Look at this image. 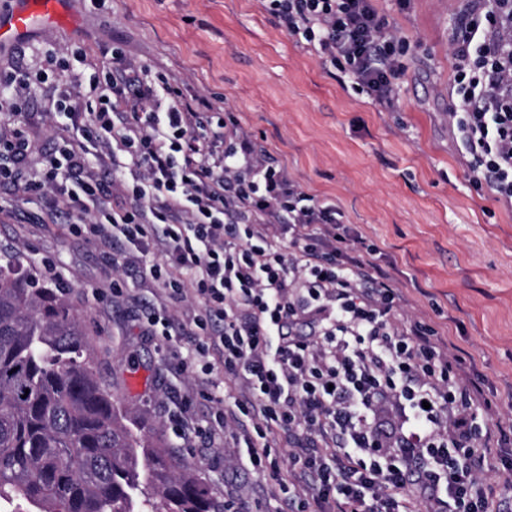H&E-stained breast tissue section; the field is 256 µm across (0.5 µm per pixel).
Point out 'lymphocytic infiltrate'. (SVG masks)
I'll return each mask as SVG.
<instances>
[{"mask_svg":"<svg viewBox=\"0 0 512 512\" xmlns=\"http://www.w3.org/2000/svg\"><path fill=\"white\" fill-rule=\"evenodd\" d=\"M266 2L296 43L395 109L402 43L375 0ZM464 2L449 118L475 183L512 208V0ZM64 69L77 85L53 99L61 141L25 170L28 116L11 109L0 184L49 196L114 264L139 253L171 301L197 300L190 324L153 312L148 326L207 380L248 390L235 403L254 419L246 465L277 482L276 512H505L482 488L512 469L487 426L495 405L430 324L397 319V289L335 204L288 179L232 113L120 51L103 75L82 53Z\"/></svg>","mask_w":512,"mask_h":512,"instance_id":"1","label":"lymphocytic infiltrate"}]
</instances>
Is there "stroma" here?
I'll return each mask as SVG.
<instances>
[{
	"instance_id": "1",
	"label": "stroma",
	"mask_w": 512,
	"mask_h": 512,
	"mask_svg": "<svg viewBox=\"0 0 512 512\" xmlns=\"http://www.w3.org/2000/svg\"><path fill=\"white\" fill-rule=\"evenodd\" d=\"M461 0H378L404 42V74L395 111L375 105L340 69L296 44L262 0H71L75 22L0 53V72L86 51L111 68L112 51L176 79L192 103L208 101L238 118L305 193L336 204L347 227L375 251L399 288L402 320L420 318L467 352L497 422L512 424V208L475 186L448 119L453 46ZM21 102L36 153L52 151L58 133L49 115L58 80ZM48 199L0 186V256H20L27 274L44 280L54 268L79 314L96 377L148 440L196 465L215 501L225 490L272 508L273 482L236 465V441H184L186 422L214 425L241 396L240 384L216 387L179 370L148 313L178 319L191 303L169 306L157 282L137 266L113 270L103 246L50 223Z\"/></svg>"
}]
</instances>
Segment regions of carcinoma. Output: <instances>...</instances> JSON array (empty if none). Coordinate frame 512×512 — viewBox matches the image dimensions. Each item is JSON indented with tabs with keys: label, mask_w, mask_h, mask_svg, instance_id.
<instances>
[{
	"label": "carcinoma",
	"mask_w": 512,
	"mask_h": 512,
	"mask_svg": "<svg viewBox=\"0 0 512 512\" xmlns=\"http://www.w3.org/2000/svg\"><path fill=\"white\" fill-rule=\"evenodd\" d=\"M66 298L0 263V508L217 512L208 485L154 448L96 380Z\"/></svg>",
	"instance_id": "obj_1"
}]
</instances>
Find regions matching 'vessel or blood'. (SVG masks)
I'll return each instance as SVG.
<instances>
[{
    "instance_id": "obj_1",
    "label": "vessel or blood",
    "mask_w": 512,
    "mask_h": 512,
    "mask_svg": "<svg viewBox=\"0 0 512 512\" xmlns=\"http://www.w3.org/2000/svg\"><path fill=\"white\" fill-rule=\"evenodd\" d=\"M66 4L67 0H11L8 8H0V49L66 25Z\"/></svg>"
}]
</instances>
